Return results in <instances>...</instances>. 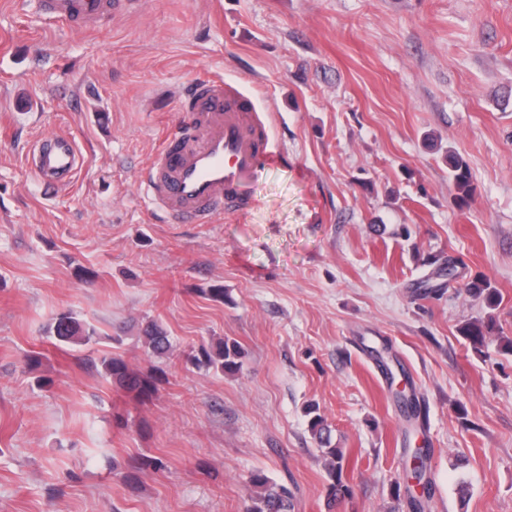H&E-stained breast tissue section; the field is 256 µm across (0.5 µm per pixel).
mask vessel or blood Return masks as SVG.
<instances>
[{
	"label": "vessel or blood",
	"mask_w": 512,
	"mask_h": 512,
	"mask_svg": "<svg viewBox=\"0 0 512 512\" xmlns=\"http://www.w3.org/2000/svg\"><path fill=\"white\" fill-rule=\"evenodd\" d=\"M138 0H36L47 18L75 30L132 8ZM187 122L165 141L142 174L145 197L179 224H210L224 213L244 208L250 176L270 152L269 134L252 99L221 79L195 84L185 99ZM29 162L41 182L59 189L70 184L79 152L68 135L37 140Z\"/></svg>",
	"instance_id": "vessel-or-blood-1"
}]
</instances>
